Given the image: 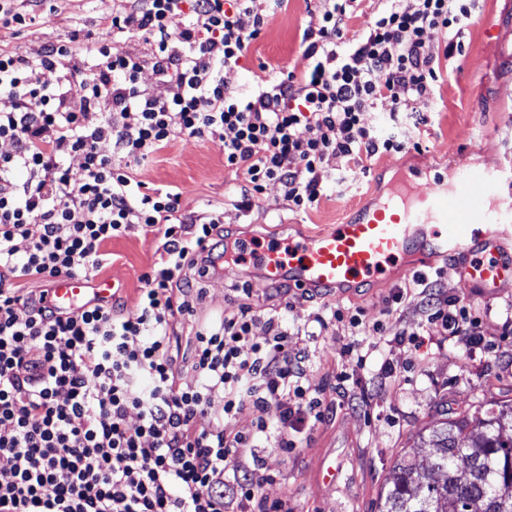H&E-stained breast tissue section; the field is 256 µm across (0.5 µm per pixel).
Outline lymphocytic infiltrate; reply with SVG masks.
I'll return each instance as SVG.
<instances>
[{
  "label": "lymphocytic infiltrate",
  "instance_id": "obj_1",
  "mask_svg": "<svg viewBox=\"0 0 512 512\" xmlns=\"http://www.w3.org/2000/svg\"><path fill=\"white\" fill-rule=\"evenodd\" d=\"M285 2L144 0L114 8L105 34L83 49L64 41L0 54V95L12 102L0 111V140L13 146L0 154V512H281L261 493L268 477L255 448L273 433L294 447L297 423L323 417L322 399L303 382V354L278 315L254 309L245 285L236 311L200 328L182 354L171 332L192 312L182 297L234 242L222 214L185 223L180 193L146 190L134 172L177 138L219 141L225 167L244 175L240 207L252 209L276 184L289 208L311 209L329 160L345 177L376 155L419 148L429 117L412 104L433 99L444 63L463 53L476 7L380 0L354 35L358 0H322L319 26L300 36L304 73L257 76L242 97L239 62ZM429 33L440 36L431 48ZM134 36L148 56L120 50ZM81 53L92 66L78 63ZM147 68L165 96L142 85ZM388 97L403 119L385 136L368 116ZM134 224L163 238L134 313L95 298L65 312L49 303L47 284L91 281L102 244ZM30 281L42 290H23ZM437 282L416 274L392 296L398 304L406 290L421 291L426 321L417 331L391 334L383 321L336 305L312 320L323 330L347 321L354 340L342 353L362 364V336L376 348H417L433 330L481 344L478 320ZM259 321L260 338L252 333ZM187 371L194 387L180 384ZM246 406L252 432L227 431Z\"/></svg>",
  "mask_w": 512,
  "mask_h": 512
}]
</instances>
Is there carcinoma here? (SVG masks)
<instances>
[{
  "instance_id": "1",
  "label": "carcinoma",
  "mask_w": 512,
  "mask_h": 512,
  "mask_svg": "<svg viewBox=\"0 0 512 512\" xmlns=\"http://www.w3.org/2000/svg\"><path fill=\"white\" fill-rule=\"evenodd\" d=\"M432 430L433 464H397L380 512H512V405Z\"/></svg>"
}]
</instances>
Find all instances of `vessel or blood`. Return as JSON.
<instances>
[{
  "label": "vessel or blood",
  "instance_id": "b4317fda",
  "mask_svg": "<svg viewBox=\"0 0 512 512\" xmlns=\"http://www.w3.org/2000/svg\"><path fill=\"white\" fill-rule=\"evenodd\" d=\"M501 173L468 166L453 180L436 178L413 196L363 208L352 219L332 224L312 236L273 243L250 259L272 283L311 291L345 289L380 281L388 267L417 248L436 257L469 254L461 270L464 284L496 288L512 280V265L485 260L500 242L488 227L512 220V206L501 205ZM87 290L82 280L61 278L50 286L55 305L70 310Z\"/></svg>",
  "mask_w": 512,
  "mask_h": 512
}]
</instances>
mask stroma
<instances>
[{"label": "stroma", "mask_w": 512, "mask_h": 512, "mask_svg": "<svg viewBox=\"0 0 512 512\" xmlns=\"http://www.w3.org/2000/svg\"><path fill=\"white\" fill-rule=\"evenodd\" d=\"M14 6L35 15L36 22L19 29L0 21V53L29 52L67 39L75 29L95 35L104 32L113 0H15ZM319 22L317 0H288L286 9L271 17L241 59L239 93H252L264 64L303 72L308 61L299 48V33ZM458 63V69L440 81L433 101L414 105L431 116L420 148L382 154L369 162L365 173L344 184L334 178L337 161H329L327 189L312 210L290 211L276 185L267 186L258 208L241 210L242 173L225 168L220 144L188 137L156 154L136 170L135 178L152 189L180 190L185 216L197 220L216 210L234 237L264 241L297 238L353 218L361 205L386 198L392 184L404 175L417 182L437 175L449 178L470 165H501L512 173V0H480ZM161 245L155 233L137 225L103 245L99 275L113 281L118 311L135 312L141 276ZM458 267L455 257L412 252L386 280L358 285L340 304L362 311L365 321L384 320L396 331L415 328L423 320L418 292L408 293L397 307L392 295L414 273L436 271L441 292L464 298L478 317L486 340L478 349L466 348L458 338L434 334L419 351L401 347L386 355L375 352L359 366L340 355L341 347L354 340L343 324L330 325L314 338L298 334V327L317 311L321 296L291 292L284 323L294 332L297 348L308 355L306 386L328 410L296 434L294 448H281L273 435L259 441L257 457L271 476L262 488L268 502H287L289 512H378L381 494L400 459L430 465L431 450L422 441L430 430L493 404H512V335L504 325L507 313H512V281L493 290L466 288ZM243 283L251 290V303L268 306L274 285L251 267L233 265L187 295L193 314L177 321V335L191 338L198 325L230 311L234 289ZM385 358L404 371L382 385L374 372ZM342 371L349 374L354 393H368L369 406H344L336 389V376ZM330 466L338 468L339 475L327 486L322 472Z\"/></svg>", "instance_id": "obj_1"}]
</instances>
